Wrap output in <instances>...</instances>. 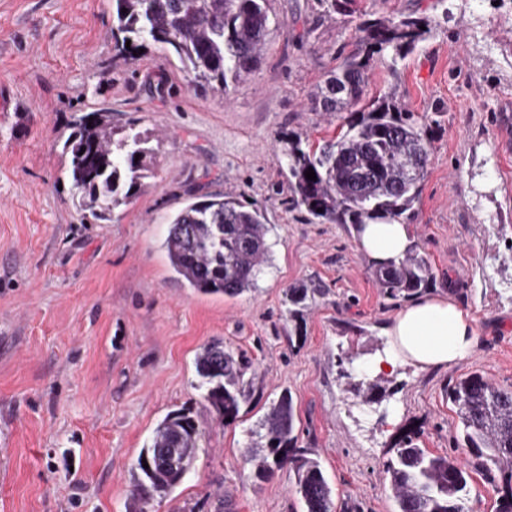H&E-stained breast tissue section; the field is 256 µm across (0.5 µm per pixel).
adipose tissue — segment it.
I'll return each instance as SVG.
<instances>
[{
  "mask_svg": "<svg viewBox=\"0 0 512 512\" xmlns=\"http://www.w3.org/2000/svg\"><path fill=\"white\" fill-rule=\"evenodd\" d=\"M354 235L359 250L377 263L398 259L410 243L408 226L396 222L362 224ZM388 336L390 352L376 363L380 371L448 366L472 352L479 341L470 312L445 296L424 297L402 307Z\"/></svg>",
  "mask_w": 512,
  "mask_h": 512,
  "instance_id": "obj_1",
  "label": "adipose tissue"
}]
</instances>
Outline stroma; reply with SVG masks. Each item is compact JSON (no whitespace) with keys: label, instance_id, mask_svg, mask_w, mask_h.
Returning <instances> with one entry per match:
<instances>
[{"label":"stroma","instance_id":"stroma-1","mask_svg":"<svg viewBox=\"0 0 512 512\" xmlns=\"http://www.w3.org/2000/svg\"><path fill=\"white\" fill-rule=\"evenodd\" d=\"M266 53L225 97L190 86L157 47L112 51V0H0V512H138L133 465L159 421L192 408L202 431L185 479L148 512H302L287 470L255 480L251 433L282 391L298 444L318 455L336 512H395L381 463L408 428L455 452L448 389L473 372L512 387V0H270ZM437 24L402 60L376 56L366 99L394 93L432 114L428 175L412 239L431 296L469 309L479 345L447 367L376 376L386 325L402 305L376 286L350 226L291 209L283 136L316 143L343 114L311 109L328 73L354 52L360 20ZM159 137L155 175L102 224L79 210L62 141L98 103ZM220 192L264 210L271 262L241 296L189 288L163 243L189 197ZM325 296L292 318L284 290ZM210 341L253 362L250 399L220 422L197 388ZM378 378L366 404L354 390Z\"/></svg>","mask_w":512,"mask_h":512}]
</instances>
